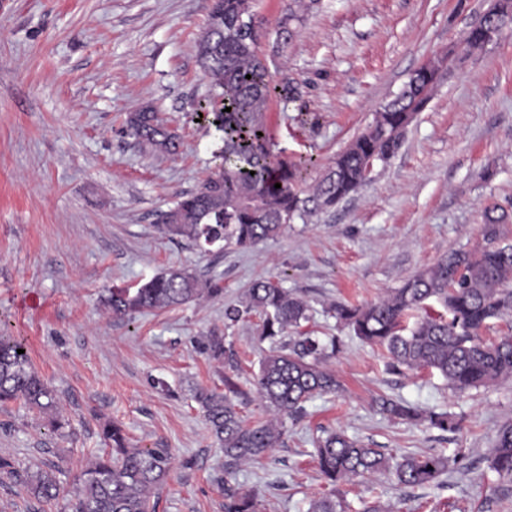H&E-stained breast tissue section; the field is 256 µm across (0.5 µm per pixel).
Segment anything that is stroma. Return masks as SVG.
<instances>
[{"label":"stroma","mask_w":512,"mask_h":512,"mask_svg":"<svg viewBox=\"0 0 512 512\" xmlns=\"http://www.w3.org/2000/svg\"><path fill=\"white\" fill-rule=\"evenodd\" d=\"M491 0H319L280 44L276 23L293 0H257L270 78L300 93L273 102L278 149L310 155L315 180L392 100L410 73L441 61L431 99L398 153L335 208L289 225L249 250L204 251L156 226L195 188L222 142L193 118L209 95L196 52L211 0H0V334L24 340L69 420L64 433L19 404L0 407V456L55 464L72 487L102 427L120 426L140 448H168L173 468L156 512H224V452L194 399L223 389V361L204 348L224 335L241 361L234 402L248 420L269 419L253 385L262 350L257 319L224 325V307L257 278L281 280L311 307L308 325L342 348L327 362L342 384L318 396L258 462L234 481L260 512H306L327 493L387 512H512V481L487 457L512 422V378L456 392L425 373L387 371L382 349L327 313L336 302L386 296L448 251H479L486 207L509 219L512 242V29L479 54L462 39ZM152 106L181 137L158 156L122 133L126 113ZM168 268L219 280L217 298L118 319L102 302ZM383 398L447 412L460 429L390 420ZM341 430L386 455L461 452L438 484L403 488L378 474L330 490L312 440Z\"/></svg>","instance_id":"stroma-1"}]
</instances>
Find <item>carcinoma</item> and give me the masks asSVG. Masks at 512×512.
<instances>
[{
	"mask_svg": "<svg viewBox=\"0 0 512 512\" xmlns=\"http://www.w3.org/2000/svg\"><path fill=\"white\" fill-rule=\"evenodd\" d=\"M255 14L254 0H213L206 27L198 41L200 67L211 86V96L196 112L219 134L223 147L215 165L196 187L164 212L159 230L203 248L246 249L278 236L288 225L319 210L335 207L358 192L368 180V163L387 162L400 149L409 125L431 98L440 68L424 65L409 77L403 91L375 113L373 122L332 159L313 184L306 176L312 158L289 160L275 150L267 114L273 99L299 100L288 79L273 83L259 51L258 33L241 22ZM512 25V0H495L480 20L472 23L463 47L472 52L496 41ZM231 111H225V108ZM123 133L138 146L157 155L174 154L179 135L159 119L151 106L126 113ZM281 187H275V184ZM505 214L497 208L484 213V247L477 253L452 250L440 261L409 279L384 298L364 306L334 303L329 313L348 326L361 341L384 348L387 367L437 374L455 390L487 386L512 377V334L484 342L481 333L493 320L512 315V244L501 237ZM223 294L219 282L201 279L187 268L164 270L134 290L117 289L104 298L116 317L176 307L201 297ZM440 310L435 311L431 302ZM306 301L279 283L260 278L240 300L224 308V322L235 325L253 315L260 317L258 335L271 342L260 359L255 386L266 407L296 419L312 398L337 393L341 384L325 367L341 349L336 337L324 342L301 333L285 339L290 329L309 321ZM23 341L0 335V406L21 402L48 417L60 430L66 420L54 390L33 366ZM206 350L234 366L232 348L214 333ZM225 392L201 389V405L212 434L224 449V512H259L256 496L240 491L229 481L240 466L257 461L276 447L283 425L271 421L246 423L231 399L237 384L224 377ZM382 410L392 419H423L443 432L459 430L446 412L422 414L406 401L384 399ZM110 451L96 456L83 470L70 494L69 512H155L154 500L166 482L172 454L168 448H132L123 430L114 424L102 428ZM315 458L321 477L332 487L390 472L397 485H429L448 471L444 454H409L387 457L343 432L317 439ZM501 477L512 478V423L498 430L488 457ZM0 485L21 487L38 506L56 501L63 493L55 470L22 469L0 456ZM308 512H344L331 497L313 499Z\"/></svg>",
	"mask_w": 512,
	"mask_h": 512,
	"instance_id": "cac0c4a2",
	"label": "carcinoma"
}]
</instances>
